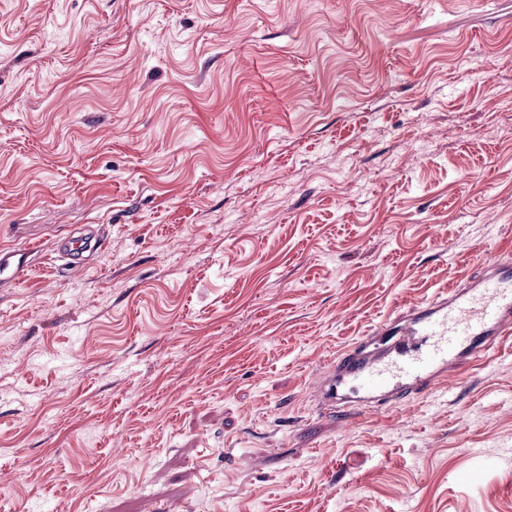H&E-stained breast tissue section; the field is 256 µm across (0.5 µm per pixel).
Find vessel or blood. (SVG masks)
Wrapping results in <instances>:
<instances>
[{
  "label": "vessel or blood",
  "instance_id": "obj_1",
  "mask_svg": "<svg viewBox=\"0 0 512 512\" xmlns=\"http://www.w3.org/2000/svg\"><path fill=\"white\" fill-rule=\"evenodd\" d=\"M25 255L0 250V281L28 278ZM377 332L391 344L368 352L359 343L328 362L318 391L323 410L349 413L435 391L450 368L494 349L512 334V264L486 258L481 276L413 305Z\"/></svg>",
  "mask_w": 512,
  "mask_h": 512
}]
</instances>
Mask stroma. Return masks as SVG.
<instances>
[{
    "label": "stroma",
    "mask_w": 512,
    "mask_h": 512,
    "mask_svg": "<svg viewBox=\"0 0 512 512\" xmlns=\"http://www.w3.org/2000/svg\"><path fill=\"white\" fill-rule=\"evenodd\" d=\"M24 245L0 512H512V337L433 393L314 399L375 324L512 261V0H0Z\"/></svg>",
    "instance_id": "1"
}]
</instances>
